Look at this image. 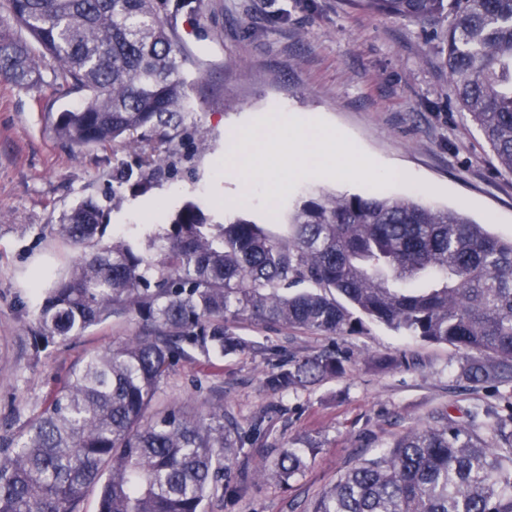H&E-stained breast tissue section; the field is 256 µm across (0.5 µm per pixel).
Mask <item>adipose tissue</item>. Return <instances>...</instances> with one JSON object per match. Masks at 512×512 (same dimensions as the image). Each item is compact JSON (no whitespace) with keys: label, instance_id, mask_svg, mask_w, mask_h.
I'll list each match as a JSON object with an SVG mask.
<instances>
[{"label":"adipose tissue","instance_id":"adipose-tissue-1","mask_svg":"<svg viewBox=\"0 0 512 512\" xmlns=\"http://www.w3.org/2000/svg\"><path fill=\"white\" fill-rule=\"evenodd\" d=\"M235 144L227 158L229 167L243 172H265L270 191L282 185V175L296 177L310 170L344 179L367 177L371 162L351 153L337 129L298 118L278 125L234 133Z\"/></svg>","mask_w":512,"mask_h":512}]
</instances>
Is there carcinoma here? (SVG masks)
<instances>
[{"mask_svg": "<svg viewBox=\"0 0 512 512\" xmlns=\"http://www.w3.org/2000/svg\"><path fill=\"white\" fill-rule=\"evenodd\" d=\"M421 22L446 0H363ZM448 69L464 110L499 163L512 171V0H455ZM169 0H0V81L34 91L51 82L80 102L55 134L78 147L138 149L136 167L112 170V208L173 172V140L193 109ZM53 63L52 80L43 74ZM105 210L87 198L63 213L52 237L79 250L44 289L34 347L77 338L112 318L142 332L92 352L43 408L0 437V512H204L219 482L231 490L240 427L224 403L207 417L155 407L169 367L191 351H237L242 318L340 336L366 318L469 354L471 382L512 380V240L465 214L412 199L320 192L288 211V239L242 217L213 223L194 201L163 235L101 244ZM307 282L314 291L281 289ZM335 291L346 301L330 295ZM344 371L331 353L268 372L277 392ZM479 424L449 414L364 459L311 502L308 512H512V413ZM496 433L488 443L480 430ZM314 448H287L256 476L286 483Z\"/></svg>", "mask_w": 512, "mask_h": 512, "instance_id": "carcinoma-1", "label": "carcinoma"}]
</instances>
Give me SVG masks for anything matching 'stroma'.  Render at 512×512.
Returning a JSON list of instances; mask_svg holds the SVG:
<instances>
[{
    "label": "stroma",
    "mask_w": 512,
    "mask_h": 512,
    "mask_svg": "<svg viewBox=\"0 0 512 512\" xmlns=\"http://www.w3.org/2000/svg\"><path fill=\"white\" fill-rule=\"evenodd\" d=\"M169 9L188 54L193 117L207 143L174 177L109 212L107 236L166 225L192 200L214 222L242 215L281 238L288 227L267 224L269 208H291L311 187L416 197L512 238V172L455 100L447 16L424 23L373 13L360 0H171ZM78 100L49 86L25 92L0 82V435L38 412L86 353L140 329L136 319H115L76 339L33 346V275L44 268L63 273L75 256L49 228L80 200L107 201L113 168L136 161L132 151L78 148L56 138L59 114ZM277 113L336 127L375 163V177L339 182L312 172L272 196L265 175L227 172L230 134L264 126ZM245 194L252 204L242 211ZM237 333L243 349L210 359L191 353L169 368L157 394L159 404L194 418L221 396L225 417L247 434L232 465L243 487L213 499L209 512H306L356 460L375 456L433 415L512 412V383L494 389L469 382L463 351L376 322L328 336L243 320ZM324 352L345 357L342 374L276 393L266 388V371ZM310 446L317 454L289 484L255 478L281 449Z\"/></svg>",
    "instance_id": "stroma-1"
}]
</instances>
